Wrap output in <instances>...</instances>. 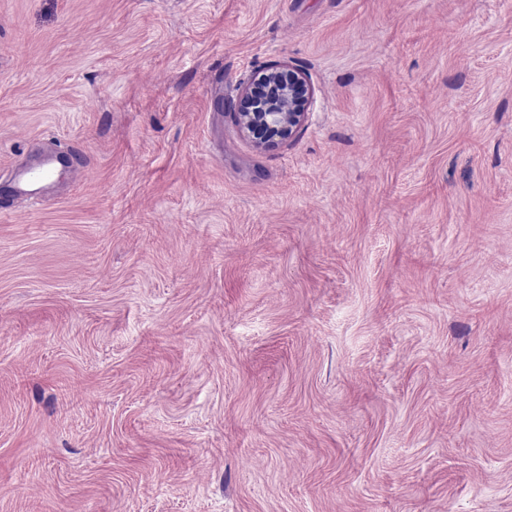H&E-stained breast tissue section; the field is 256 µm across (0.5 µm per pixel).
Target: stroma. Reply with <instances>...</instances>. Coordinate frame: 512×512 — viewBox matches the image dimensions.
Returning <instances> with one entry per match:
<instances>
[{
  "instance_id": "35a3bbf8",
  "label": "stroma",
  "mask_w": 512,
  "mask_h": 512,
  "mask_svg": "<svg viewBox=\"0 0 512 512\" xmlns=\"http://www.w3.org/2000/svg\"><path fill=\"white\" fill-rule=\"evenodd\" d=\"M55 147L0 512H512V0H0V188ZM312 94L305 73L271 66L241 87L234 116L243 136L255 147L275 148L304 125Z\"/></svg>"
}]
</instances>
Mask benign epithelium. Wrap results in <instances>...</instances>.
Masks as SVG:
<instances>
[{"mask_svg": "<svg viewBox=\"0 0 512 512\" xmlns=\"http://www.w3.org/2000/svg\"><path fill=\"white\" fill-rule=\"evenodd\" d=\"M312 87L302 71L271 66L241 87L234 116L241 133L261 150L294 137L307 119Z\"/></svg>", "mask_w": 512, "mask_h": 512, "instance_id": "obj_1", "label": "benign epithelium"}]
</instances>
